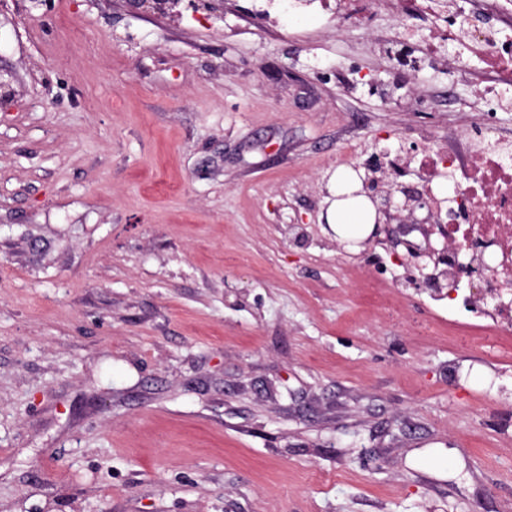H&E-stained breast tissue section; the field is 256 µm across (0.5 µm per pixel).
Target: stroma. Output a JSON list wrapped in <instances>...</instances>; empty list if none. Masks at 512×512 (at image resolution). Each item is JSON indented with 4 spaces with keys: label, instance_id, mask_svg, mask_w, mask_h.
Here are the masks:
<instances>
[{
    "label": "stroma",
    "instance_id": "1",
    "mask_svg": "<svg viewBox=\"0 0 512 512\" xmlns=\"http://www.w3.org/2000/svg\"><path fill=\"white\" fill-rule=\"evenodd\" d=\"M397 32L0 0V512H512V362L322 219L483 110ZM360 165L359 171L363 169L364 177H374L380 183V186L386 188L387 180L389 179L390 170L395 171L400 164L398 163V159H390L385 165L382 163H377L375 160H365L362 163H358Z\"/></svg>",
    "mask_w": 512,
    "mask_h": 512
}]
</instances>
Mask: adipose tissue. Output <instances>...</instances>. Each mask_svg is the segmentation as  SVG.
I'll return each instance as SVG.
<instances>
[{
    "instance_id": "ef3b65f1",
    "label": "adipose tissue",
    "mask_w": 512,
    "mask_h": 512,
    "mask_svg": "<svg viewBox=\"0 0 512 512\" xmlns=\"http://www.w3.org/2000/svg\"><path fill=\"white\" fill-rule=\"evenodd\" d=\"M333 182L341 197L333 201L327 211L328 224L339 240L356 241L367 237L374 224L375 212L368 200L351 198V191L357 187L353 172L337 170Z\"/></svg>"
}]
</instances>
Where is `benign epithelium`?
I'll use <instances>...</instances> for the list:
<instances>
[{
  "label": "benign epithelium",
  "instance_id": "obj_1",
  "mask_svg": "<svg viewBox=\"0 0 512 512\" xmlns=\"http://www.w3.org/2000/svg\"><path fill=\"white\" fill-rule=\"evenodd\" d=\"M131 10L164 13L177 4V0H123ZM377 185H362L361 190L352 196H365L375 204L378 219L373 230L365 239L345 241L344 249L356 246L360 251L354 254L357 259L370 257V247L382 245L395 257L401 259L407 269V278L419 292L431 290L441 293L445 286L439 284L436 271L453 254L459 275L472 278L464 258L477 243L473 231L466 232L453 249H448V228L442 219L441 202L428 190H418L400 184H393L383 204H377Z\"/></svg>",
  "mask_w": 512,
  "mask_h": 512
}]
</instances>
